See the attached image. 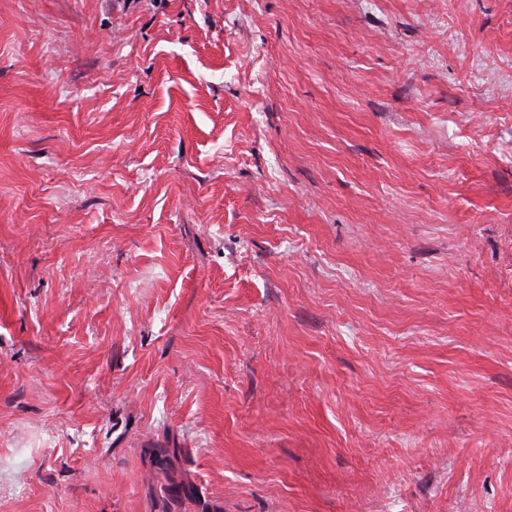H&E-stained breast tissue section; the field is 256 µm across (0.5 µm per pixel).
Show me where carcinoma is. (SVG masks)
I'll return each mask as SVG.
<instances>
[{"mask_svg":"<svg viewBox=\"0 0 512 512\" xmlns=\"http://www.w3.org/2000/svg\"><path fill=\"white\" fill-rule=\"evenodd\" d=\"M181 452L180 448L151 450V462L161 478L160 486L149 491L152 512H191L196 506V493L192 486L175 477L174 460Z\"/></svg>","mask_w":512,"mask_h":512,"instance_id":"cac0c4a2","label":"carcinoma"}]
</instances>
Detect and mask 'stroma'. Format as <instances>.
<instances>
[{
  "mask_svg": "<svg viewBox=\"0 0 512 512\" xmlns=\"http://www.w3.org/2000/svg\"><path fill=\"white\" fill-rule=\"evenodd\" d=\"M512 512V0H0V512ZM181 449L152 448L151 462L161 478L159 488L151 487L149 498L153 512H189L196 507V493L192 486L175 477L174 460Z\"/></svg>",
  "mask_w": 512,
  "mask_h": 512,
  "instance_id": "1",
  "label": "stroma"
}]
</instances>
